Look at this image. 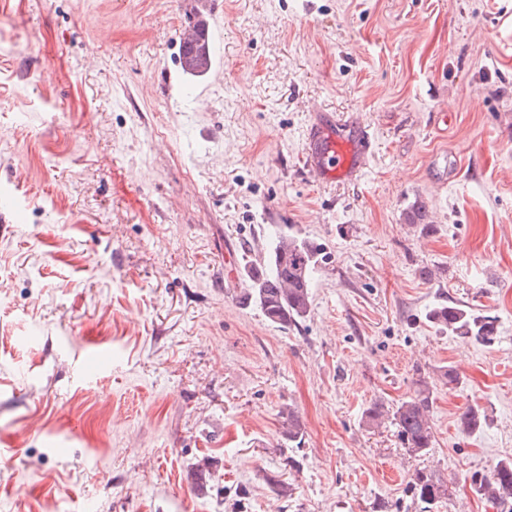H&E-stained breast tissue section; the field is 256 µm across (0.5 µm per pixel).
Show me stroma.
I'll list each match as a JSON object with an SVG mask.
<instances>
[{"label":"stroma","instance_id":"obj_1","mask_svg":"<svg viewBox=\"0 0 512 512\" xmlns=\"http://www.w3.org/2000/svg\"><path fill=\"white\" fill-rule=\"evenodd\" d=\"M193 4L0 0V512H420L417 468L482 512L471 475L512 459V0H218L191 81ZM318 109L372 135L356 181L305 170ZM279 224L323 246L286 329L224 282ZM444 301L495 342L439 332ZM421 378L414 457L362 414ZM204 33L202 37V43L198 47L196 56H187L189 54V51L183 52L184 46L180 47V69L182 71V74L190 80H194L196 78L204 76L211 69L212 60L209 40H205ZM429 321L450 336L491 344L496 339L495 318L456 303L437 304L428 312Z\"/></svg>","mask_w":512,"mask_h":512}]
</instances>
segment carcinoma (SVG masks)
I'll use <instances>...</instances> for the list:
<instances>
[{"label":"carcinoma","mask_w":512,"mask_h":512,"mask_svg":"<svg viewBox=\"0 0 512 512\" xmlns=\"http://www.w3.org/2000/svg\"><path fill=\"white\" fill-rule=\"evenodd\" d=\"M182 74L190 80L204 76L211 69L209 42L204 40L197 55L180 52ZM319 248L295 233L275 229L272 244L263 261L248 256L243 270L249 288L244 299L259 307L270 322L286 328L304 320L311 312V281L318 263ZM429 321L439 330L461 339L490 344L496 339L495 318L475 312L456 303H441L428 312ZM434 403L428 382H417L414 395L389 406L382 401L371 403L364 411L365 423L380 427L390 422L406 451L416 457L426 455L434 447V428L430 411ZM283 435L288 442L302 443L304 425L293 409L284 411ZM470 488L485 505L496 512H512V459H501L485 473L471 476ZM409 492L422 512L438 506L446 498L448 486L424 468L416 469Z\"/></svg>","instance_id":"1"}]
</instances>
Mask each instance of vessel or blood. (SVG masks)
<instances>
[{
	"instance_id": "b4317fda",
	"label": "vessel or blood",
	"mask_w": 512,
	"mask_h": 512,
	"mask_svg": "<svg viewBox=\"0 0 512 512\" xmlns=\"http://www.w3.org/2000/svg\"><path fill=\"white\" fill-rule=\"evenodd\" d=\"M371 146L364 127L320 110L313 113L302 142L307 171L325 185L355 180Z\"/></svg>"
}]
</instances>
